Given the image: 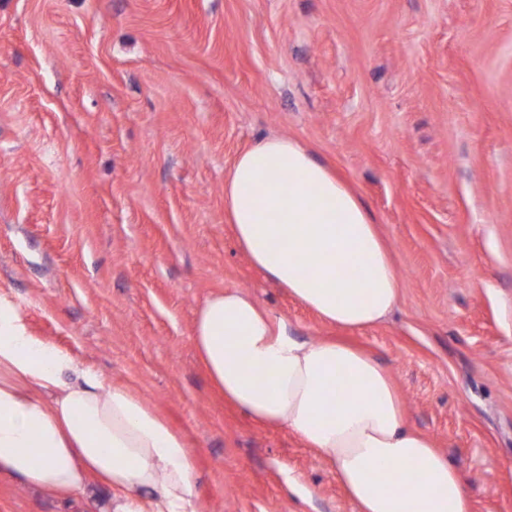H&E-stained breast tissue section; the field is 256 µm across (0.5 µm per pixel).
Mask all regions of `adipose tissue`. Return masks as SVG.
I'll use <instances>...</instances> for the list:
<instances>
[{
	"instance_id": "ef3b65f1",
	"label": "adipose tissue",
	"mask_w": 512,
	"mask_h": 512,
	"mask_svg": "<svg viewBox=\"0 0 512 512\" xmlns=\"http://www.w3.org/2000/svg\"><path fill=\"white\" fill-rule=\"evenodd\" d=\"M224 209L252 264L324 323L364 329L397 305L400 281L365 205L299 142L269 136L240 153ZM194 342L225 401L319 453L358 512H471L457 470L360 348L296 337L241 288L204 302ZM0 474L64 500L97 478L113 491L101 512H195L198 497L184 437L131 389L34 337L3 297Z\"/></svg>"
}]
</instances>
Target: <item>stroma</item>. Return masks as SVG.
<instances>
[{
  "mask_svg": "<svg viewBox=\"0 0 512 512\" xmlns=\"http://www.w3.org/2000/svg\"><path fill=\"white\" fill-rule=\"evenodd\" d=\"M286 136L359 195L401 282L336 332L252 265L224 179ZM239 287L392 375L472 512H512V0H0V296L193 451L196 512H356L193 340ZM0 512H89L0 475Z\"/></svg>",
  "mask_w": 512,
  "mask_h": 512,
  "instance_id": "1",
  "label": "stroma"
}]
</instances>
